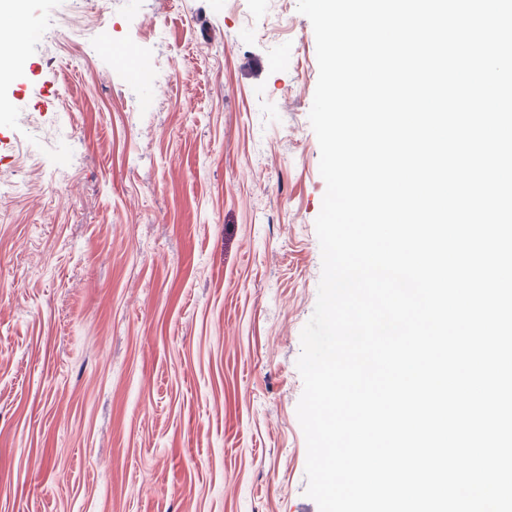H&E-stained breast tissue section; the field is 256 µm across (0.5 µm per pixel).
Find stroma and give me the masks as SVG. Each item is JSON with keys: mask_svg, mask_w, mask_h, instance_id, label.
<instances>
[{"mask_svg": "<svg viewBox=\"0 0 512 512\" xmlns=\"http://www.w3.org/2000/svg\"><path fill=\"white\" fill-rule=\"evenodd\" d=\"M298 0H26L0 98V512H318L326 183ZM83 30V38L71 35Z\"/></svg>", "mask_w": 512, "mask_h": 512, "instance_id": "stroma-1", "label": "stroma"}]
</instances>
